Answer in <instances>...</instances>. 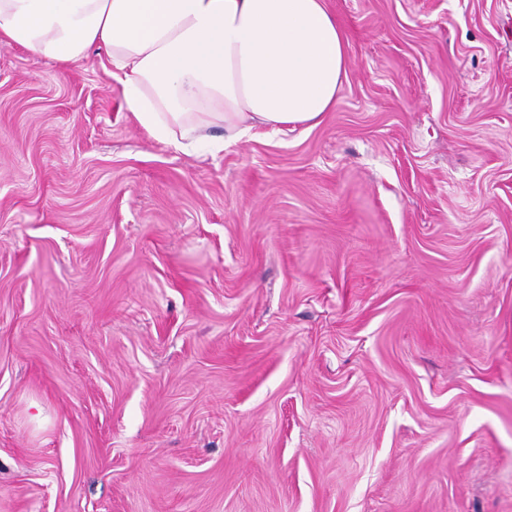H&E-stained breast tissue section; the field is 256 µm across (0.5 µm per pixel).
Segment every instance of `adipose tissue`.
Masks as SVG:
<instances>
[{
	"instance_id": "adipose-tissue-1",
	"label": "adipose tissue",
	"mask_w": 512,
	"mask_h": 512,
	"mask_svg": "<svg viewBox=\"0 0 512 512\" xmlns=\"http://www.w3.org/2000/svg\"><path fill=\"white\" fill-rule=\"evenodd\" d=\"M326 0H0V44L69 64L105 49L126 109L188 151L323 122L348 69Z\"/></svg>"
}]
</instances>
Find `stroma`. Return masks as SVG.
Returning <instances> with one entry per match:
<instances>
[{
    "mask_svg": "<svg viewBox=\"0 0 512 512\" xmlns=\"http://www.w3.org/2000/svg\"><path fill=\"white\" fill-rule=\"evenodd\" d=\"M328 2L334 111L200 154L0 46V512H512V0Z\"/></svg>",
    "mask_w": 512,
    "mask_h": 512,
    "instance_id": "35a3bbf8",
    "label": "stroma"
}]
</instances>
